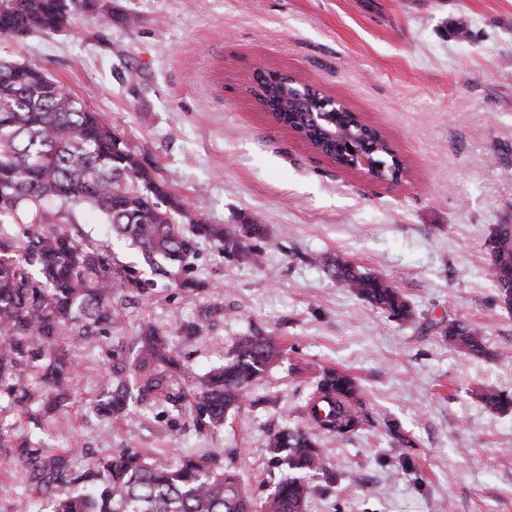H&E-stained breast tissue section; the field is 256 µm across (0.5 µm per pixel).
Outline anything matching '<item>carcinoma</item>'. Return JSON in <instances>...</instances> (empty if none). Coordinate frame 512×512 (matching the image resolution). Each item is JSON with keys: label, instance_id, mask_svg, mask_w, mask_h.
<instances>
[{"label": "carcinoma", "instance_id": "1", "mask_svg": "<svg viewBox=\"0 0 512 512\" xmlns=\"http://www.w3.org/2000/svg\"><path fill=\"white\" fill-rule=\"evenodd\" d=\"M82 0H0V35L17 37L33 30L54 34L70 22ZM297 86L269 73L259 91L273 121L300 131L312 148L330 147L328 127L314 123L310 110L324 105V93ZM373 161L385 166L384 177L403 170L391 142L374 128L360 125ZM89 206L112 230V237L137 246L156 274L189 293L185 278L196 239L219 243L238 262H258L257 224H206L174 198L169 186L154 177L140 155L101 117L59 82L31 64L0 63V398L38 401L50 411L65 399L70 384L71 354L55 346L57 336L72 328L86 331L112 325L108 292L154 281L119 263L109 246H92L60 228L76 210ZM13 224H24L18 235ZM489 275L501 306L512 311V225L502 224L489 240ZM324 265L359 298L397 321L412 311L399 288L382 275L363 272L344 257H327ZM449 345L474 356L489 350L471 325L450 319L439 326ZM137 342L142 368H151L138 388L142 399L167 387L168 370L178 366L156 329L143 324ZM279 354L263 336L242 338L232 359L209 373L193 393L198 415L213 428L224 415L245 405L252 383ZM36 368L45 387L33 390L28 372ZM473 394L495 411L512 408V395L488 386ZM131 399L126 380L109 375L107 396L97 410L123 413ZM304 415L311 428L338 440L368 426L372 416L357 378L326 369L313 384ZM268 467L282 465L295 475L281 479L256 503L231 469L216 468L203 458L163 461L149 450H121L100 460L95 487L51 501L49 512H304L312 487L307 473L326 470L322 449L299 428L274 433L268 442ZM42 489L65 478L69 455H48L26 443L11 447Z\"/></svg>", "mask_w": 512, "mask_h": 512}]
</instances>
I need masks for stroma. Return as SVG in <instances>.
I'll list each match as a JSON object with an SVG mask.
<instances>
[{
  "label": "stroma",
  "instance_id": "1",
  "mask_svg": "<svg viewBox=\"0 0 512 512\" xmlns=\"http://www.w3.org/2000/svg\"><path fill=\"white\" fill-rule=\"evenodd\" d=\"M112 10L78 12L56 34L0 35V62L37 65L83 99L206 223L263 224L261 260L236 262L199 239L193 299L159 276L147 293H113L110 328L60 337L76 348L68 399L49 413L1 399L0 432L48 453L79 448L75 479L30 497L29 471L0 448V512H47L123 448L206 458L263 497L269 438L304 426L324 367L359 378L374 425L344 441L313 431L328 472L310 477L305 512H512V411L472 394L512 392V314L494 304L486 245L512 224V0H112ZM259 65L386 133L402 184L338 168L274 124L248 91ZM72 218L67 232L145 271L95 211ZM336 254L389 278L412 322L336 280L323 264ZM448 318L479 328L490 357L448 346L433 327ZM144 322L179 355L188 390L239 338L273 337L282 355L220 429L161 397L100 416L109 370L141 381ZM473 394L487 407L495 411H506L512 408V395L488 386H479Z\"/></svg>",
  "mask_w": 512,
  "mask_h": 512
}]
</instances>
